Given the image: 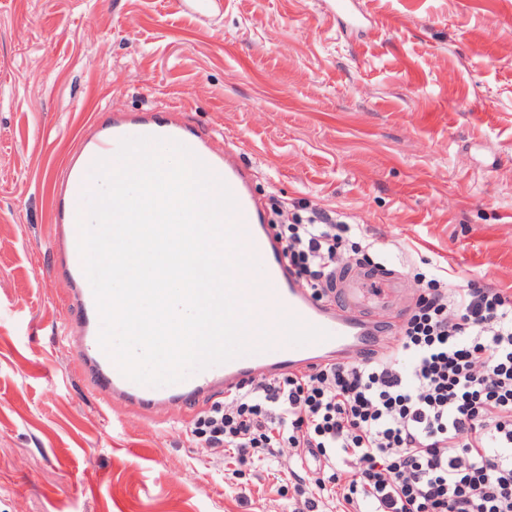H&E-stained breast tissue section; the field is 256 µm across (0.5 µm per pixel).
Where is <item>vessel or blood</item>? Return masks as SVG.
<instances>
[{"label":"vessel or blood","instance_id":"1","mask_svg":"<svg viewBox=\"0 0 512 512\" xmlns=\"http://www.w3.org/2000/svg\"><path fill=\"white\" fill-rule=\"evenodd\" d=\"M141 136L182 142L229 187L238 204L244 247L259 262L257 278L246 282L242 293L252 302L253 325H265L275 334L270 349L211 366L182 382L161 387L128 380L100 348L95 299L92 289L85 286L78 250V215L89 188L87 172L97 159L113 158L122 139ZM51 241L65 271L67 302L79 312L76 319L65 323L63 341L107 408L120 404L150 415L219 389L235 390L256 377L273 379L306 373L343 361L353 347L369 351L390 342L370 311L394 306L399 293L396 272L348 267L336 274L335 301L314 299L307 289L297 287L282 246L268 228L263 208L250 193L248 173L232 157L214 150L205 138L189 137L185 125L176 118L161 121L150 112L133 120L116 115L110 122L93 124L89 132L81 134L77 151L64 162L56 181Z\"/></svg>","mask_w":512,"mask_h":512}]
</instances>
